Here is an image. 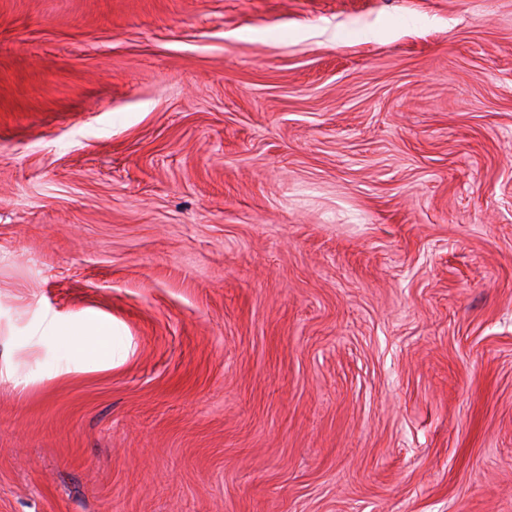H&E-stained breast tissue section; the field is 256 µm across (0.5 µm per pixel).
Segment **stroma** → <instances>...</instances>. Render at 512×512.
<instances>
[{"label": "stroma", "mask_w": 512, "mask_h": 512, "mask_svg": "<svg viewBox=\"0 0 512 512\" xmlns=\"http://www.w3.org/2000/svg\"><path fill=\"white\" fill-rule=\"evenodd\" d=\"M0 512H512V0H0Z\"/></svg>", "instance_id": "35a3bbf8"}]
</instances>
